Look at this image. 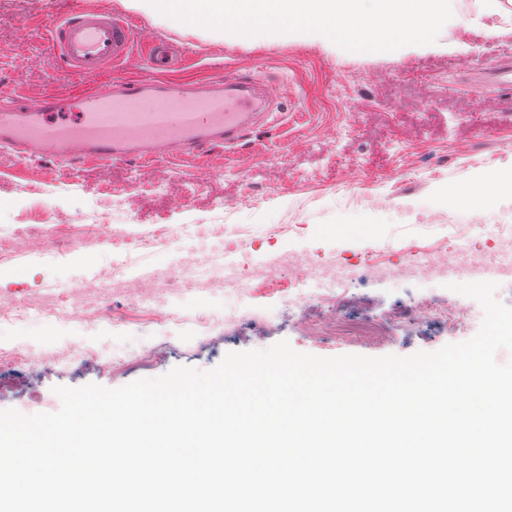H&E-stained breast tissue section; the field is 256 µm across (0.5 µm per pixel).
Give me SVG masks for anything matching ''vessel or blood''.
<instances>
[{
	"instance_id": "vessel-or-blood-1",
	"label": "vessel or blood",
	"mask_w": 512,
	"mask_h": 512,
	"mask_svg": "<svg viewBox=\"0 0 512 512\" xmlns=\"http://www.w3.org/2000/svg\"><path fill=\"white\" fill-rule=\"evenodd\" d=\"M63 69L104 75L90 91L16 96L0 88V149L19 162L46 155L69 170L116 161L147 165L170 154L196 157L235 145L268 121L276 98L251 74L215 69L206 82L177 77L179 57L165 37L141 41L132 18L69 6L45 27ZM143 47L150 76L120 65Z\"/></svg>"
}]
</instances>
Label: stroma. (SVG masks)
I'll return each mask as SVG.
<instances>
[{"instance_id": "stroma-1", "label": "stroma", "mask_w": 512, "mask_h": 512, "mask_svg": "<svg viewBox=\"0 0 512 512\" xmlns=\"http://www.w3.org/2000/svg\"><path fill=\"white\" fill-rule=\"evenodd\" d=\"M78 2L132 17L143 36L168 37L182 50L181 73L188 79L208 80L215 63L254 66L279 98L278 118L237 148L152 163L159 194L131 189L139 171L125 162L72 175L54 159L21 165L0 150V232L24 234L34 224L47 227L52 213L90 211L111 189L130 234L184 227L196 236L221 224L224 245L245 247L254 260L299 254L313 263L291 285L251 282L244 291L218 296L190 287L175 296L156 276L141 282L140 305L113 296L120 323L92 324L77 311L0 320V344L18 346L32 361L27 373L0 372V409L54 413L61 407L58 386L113 389L177 366L209 370L227 353L282 340L320 357H381L434 352L477 334L480 303L426 272L400 280L340 267L330 304L310 295L321 285L317 261L325 253L348 258L372 249L396 263L412 243L444 250L467 224L512 229V96L478 84L481 69L512 60V0H498L492 13L485 0H453V16L434 43L375 53L294 34L241 39L137 10L132 0ZM55 9V0H0V86L27 98L53 87L93 88L95 78L62 72L49 41L36 35ZM460 96L472 99L471 113L458 114ZM478 179L493 192L489 205L449 202V194ZM253 187L261 204L242 206L240 197ZM268 224L287 225V237L267 242L262 231ZM88 260L99 269L110 266L113 251L19 257L0 265V293L22 300L35 290L72 289ZM424 302L460 308L464 327L452 333L425 318L419 311ZM325 319L383 323L391 339L364 344L305 333V325ZM116 356L130 358L125 371H113Z\"/></svg>"}]
</instances>
